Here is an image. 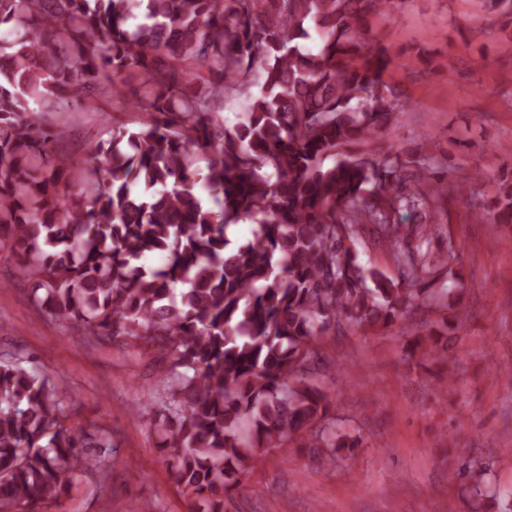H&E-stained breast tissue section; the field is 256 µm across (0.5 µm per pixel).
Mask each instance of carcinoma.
<instances>
[{
    "label": "carcinoma",
    "instance_id": "cac0c4a2",
    "mask_svg": "<svg viewBox=\"0 0 512 512\" xmlns=\"http://www.w3.org/2000/svg\"><path fill=\"white\" fill-rule=\"evenodd\" d=\"M400 4L0 0V252L41 313L167 353L156 429L195 512H224L270 449L353 456L361 436L312 379L322 337L396 324L455 263L453 246L429 248L445 183L405 151H349L404 112L370 27ZM106 83L143 118L71 156L66 129L37 116ZM229 98L246 102L233 125ZM241 220L254 239L235 246ZM367 229L394 276L359 262ZM466 320L457 308L408 356L449 360ZM70 408L57 379L0 355V512L107 479L112 433L67 428ZM454 465L472 503L489 494L483 449Z\"/></svg>",
    "mask_w": 512,
    "mask_h": 512
}]
</instances>
